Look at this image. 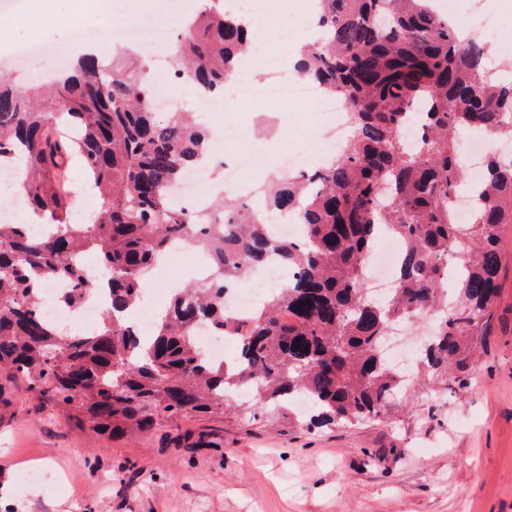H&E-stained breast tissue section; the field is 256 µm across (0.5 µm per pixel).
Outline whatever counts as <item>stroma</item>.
<instances>
[{
    "label": "stroma",
    "instance_id": "stroma-1",
    "mask_svg": "<svg viewBox=\"0 0 512 512\" xmlns=\"http://www.w3.org/2000/svg\"><path fill=\"white\" fill-rule=\"evenodd\" d=\"M257 30L259 49L311 39L307 0ZM47 25H0V59L30 42L115 53L92 10L26 0ZM166 0H116L115 21L178 27ZM68 17L58 27V17ZM316 103L228 101L200 118L238 127L235 151L276 160L312 127ZM503 270L487 346L465 384L414 385L387 415L358 425L289 429L261 407L188 415L128 439L95 433L24 381L0 385V512H512V224L500 231ZM204 447H196L197 439ZM28 469L47 480L21 483Z\"/></svg>",
    "mask_w": 512,
    "mask_h": 512
}]
</instances>
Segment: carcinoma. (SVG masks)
Here are the masks:
<instances>
[{"label": "carcinoma", "instance_id": "carcinoma-1", "mask_svg": "<svg viewBox=\"0 0 512 512\" xmlns=\"http://www.w3.org/2000/svg\"><path fill=\"white\" fill-rule=\"evenodd\" d=\"M430 2L318 0L322 38L295 71L349 104L355 137L321 170L269 189L270 207L301 224L298 240L272 236L233 199L222 200L229 234L178 208L172 189L209 154V135L184 112L155 121L135 63L83 56L52 87L28 91L1 76L0 168L22 165L21 195L55 230L40 236L0 222V374L119 439L179 415L220 413L241 386L280 415L286 401L308 397L312 426L377 419L406 386L381 351L398 319L434 318L422 363L440 378L466 373L498 296L512 165L495 155L467 179L455 135L511 124L512 81L487 80L483 46L460 37ZM245 40L231 14L201 9L180 36L178 75L204 94L223 93ZM74 157L100 200L90 224L68 216L61 171ZM463 185L477 196L469 224L455 223L449 207ZM382 229L404 245L385 304L366 297L363 279ZM174 239L205 252L212 274L176 289L170 315L144 336L125 315ZM87 251L110 272V306L95 329L64 331L41 314L39 286L68 281L63 300L79 303ZM272 260L293 278L237 321L224 310L226 285ZM204 321L237 337L233 363L203 354L194 329Z\"/></svg>", "mask_w": 512, "mask_h": 512}]
</instances>
